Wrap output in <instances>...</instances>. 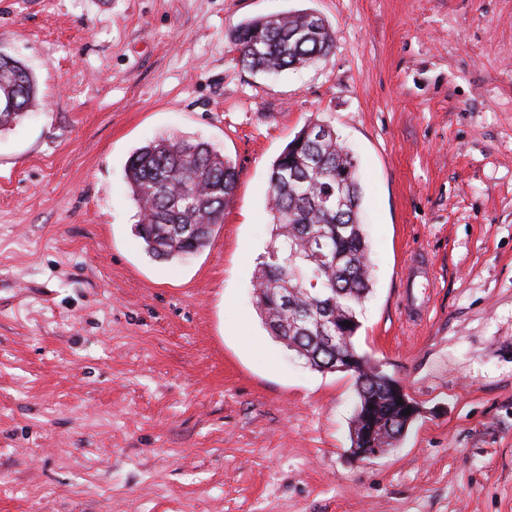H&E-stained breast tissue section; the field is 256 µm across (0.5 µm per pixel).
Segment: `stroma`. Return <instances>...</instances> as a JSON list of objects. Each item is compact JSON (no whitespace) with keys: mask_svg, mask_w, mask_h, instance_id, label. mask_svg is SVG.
<instances>
[{"mask_svg":"<svg viewBox=\"0 0 512 512\" xmlns=\"http://www.w3.org/2000/svg\"><path fill=\"white\" fill-rule=\"evenodd\" d=\"M317 13L312 67H242L245 20ZM42 106L0 132V512H512V0H0ZM353 150L373 292L356 345L420 409L350 448L353 379L265 330L269 168L305 123ZM238 170L209 245L151 258L132 152Z\"/></svg>","mask_w":512,"mask_h":512,"instance_id":"1","label":"stroma"}]
</instances>
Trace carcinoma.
Listing matches in <instances>:
<instances>
[{
    "label": "carcinoma",
    "mask_w": 512,
    "mask_h": 512,
    "mask_svg": "<svg viewBox=\"0 0 512 512\" xmlns=\"http://www.w3.org/2000/svg\"><path fill=\"white\" fill-rule=\"evenodd\" d=\"M310 12L298 10L250 19L232 36L238 61L263 75L315 63L335 45L324 19L312 25ZM0 91L15 98L12 111L0 110V130H10L39 105L37 81L21 61L0 57ZM325 123L308 122L273 161L269 171L268 208L271 243L259 257L256 284L263 296L256 305L272 336L314 370L324 372L336 353L357 358L353 373L356 405L352 429L373 408L377 420L390 421L391 432L378 437L389 447L410 422L397 404L395 379L356 345L358 308L371 293L369 249L359 217L362 187L357 163L332 132L321 141L308 133ZM130 197L138 209L137 236L155 259L174 261L197 253L210 242L213 227L224 223V209L236 189L238 171L225 155L203 141L181 136L152 141L133 151L125 166ZM342 184L344 203L326 190ZM178 224H202L200 234L183 241L173 234ZM324 232L320 263L305 259L311 232ZM288 294V308L279 303ZM332 306L343 323L333 343L325 341L311 314Z\"/></svg>",
    "instance_id": "cac0c4a2"
}]
</instances>
